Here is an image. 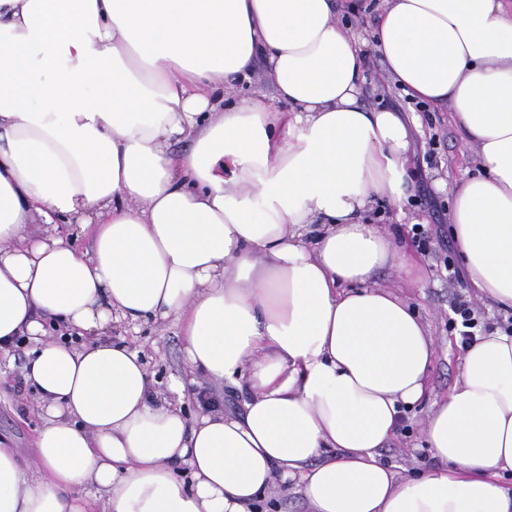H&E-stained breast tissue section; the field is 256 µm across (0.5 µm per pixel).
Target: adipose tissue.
<instances>
[{"mask_svg": "<svg viewBox=\"0 0 512 512\" xmlns=\"http://www.w3.org/2000/svg\"><path fill=\"white\" fill-rule=\"evenodd\" d=\"M337 0H0V363L25 339L38 465L0 439V512H512V333L464 346L424 425L436 464L380 451L428 394L436 344L377 282L424 269L366 223L400 205L410 138L364 102L376 53L450 108L477 171L452 190L470 282L512 307V6L382 0L363 35ZM272 102L225 92L256 59ZM190 141L176 155L172 141ZM69 231L39 237L35 223ZM89 236V249L74 240ZM176 322L189 373L244 393L170 397L113 323ZM258 512H304L305 504L299 494L288 492L281 493L277 490H271L266 494L260 503Z\"/></svg>", "mask_w": 512, "mask_h": 512, "instance_id": "ef3b65f1", "label": "adipose tissue"}]
</instances>
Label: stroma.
<instances>
[{"label": "stroma", "mask_w": 512, "mask_h": 512, "mask_svg": "<svg viewBox=\"0 0 512 512\" xmlns=\"http://www.w3.org/2000/svg\"><path fill=\"white\" fill-rule=\"evenodd\" d=\"M365 100L368 105H383L414 117L417 128L411 135L408 189L404 208L413 213L432 234L427 244L413 238L410 225H396L395 210L380 204L369 213V223L383 231L400 228L410 242L412 254L425 267L427 276L416 286L405 283L391 269L378 276L380 285L409 301L420 313L437 345V360L432 372V396L447 395L461 368V351L455 344L460 337V319L453 312L456 301L470 302L481 326L500 327L512 320V309L501 308L480 298L471 282L456 283L451 274L460 269L458 247L448 225L451 191L465 172L475 170V153L466 148L450 122L448 109L416 108L402 90L391 84L379 59H370L365 72ZM140 349L148 371L157 381V392L167 396L171 378L186 370L183 338L179 325L152 323L142 325L132 338ZM23 354H16L6 371L7 384L0 388V435L12 439L22 463L33 464L36 450L32 444L39 423V405L32 388L22 379ZM427 407L413 408L401 435L383 449L382 457L400 475L415 474L430 465L432 459L422 448Z\"/></svg>", "instance_id": "stroma-1"}]
</instances>
